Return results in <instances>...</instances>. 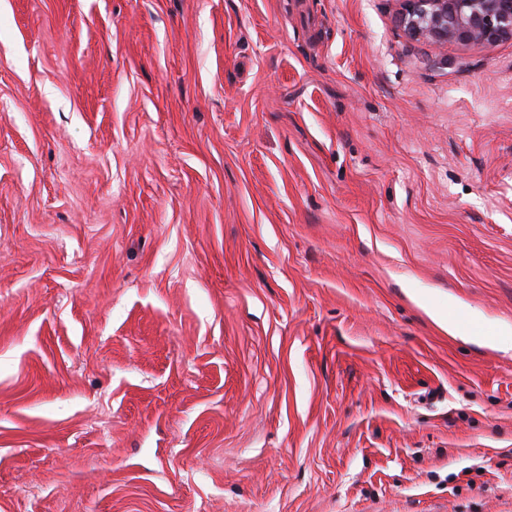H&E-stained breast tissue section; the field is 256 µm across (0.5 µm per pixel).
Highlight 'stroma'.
I'll return each instance as SVG.
<instances>
[{
	"instance_id": "35a3bbf8",
	"label": "stroma",
	"mask_w": 512,
	"mask_h": 512,
	"mask_svg": "<svg viewBox=\"0 0 512 512\" xmlns=\"http://www.w3.org/2000/svg\"><path fill=\"white\" fill-rule=\"evenodd\" d=\"M401 7L0 0V512H512V39Z\"/></svg>"
}]
</instances>
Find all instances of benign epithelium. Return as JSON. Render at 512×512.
Masks as SVG:
<instances>
[{"instance_id": "1", "label": "benign epithelium", "mask_w": 512, "mask_h": 512, "mask_svg": "<svg viewBox=\"0 0 512 512\" xmlns=\"http://www.w3.org/2000/svg\"><path fill=\"white\" fill-rule=\"evenodd\" d=\"M400 24L413 39L494 46L512 39V0H403Z\"/></svg>"}]
</instances>
